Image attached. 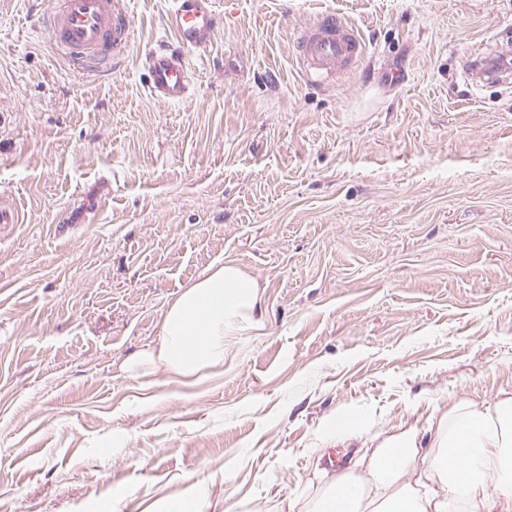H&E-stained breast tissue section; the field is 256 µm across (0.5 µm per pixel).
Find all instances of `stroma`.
<instances>
[{
  "label": "stroma",
  "instance_id": "stroma-1",
  "mask_svg": "<svg viewBox=\"0 0 512 512\" xmlns=\"http://www.w3.org/2000/svg\"><path fill=\"white\" fill-rule=\"evenodd\" d=\"M0 0V512H290L316 467L458 400L512 394V79L467 85L512 0H215L194 91L149 96L163 0H126L111 76ZM364 59L304 79L322 11ZM232 261L267 330L187 387L128 370L168 304Z\"/></svg>",
  "mask_w": 512,
  "mask_h": 512
}]
</instances>
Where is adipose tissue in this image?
<instances>
[{"instance_id": "obj_1", "label": "adipose tissue", "mask_w": 512, "mask_h": 512, "mask_svg": "<svg viewBox=\"0 0 512 512\" xmlns=\"http://www.w3.org/2000/svg\"><path fill=\"white\" fill-rule=\"evenodd\" d=\"M259 282L233 262L206 269L171 302L154 344L137 364L186 385L224 366L227 339L263 335ZM359 463L362 476L321 469L323 495L308 512H512V394L493 406L462 401L420 447L393 433Z\"/></svg>"}]
</instances>
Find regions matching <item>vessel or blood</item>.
Here are the masks:
<instances>
[{"mask_svg": "<svg viewBox=\"0 0 512 512\" xmlns=\"http://www.w3.org/2000/svg\"><path fill=\"white\" fill-rule=\"evenodd\" d=\"M168 39L146 57L149 93L173 103L192 92L186 53L205 47L215 32L212 0H167ZM56 52L73 70L100 73L111 69L130 38L125 0H55L43 20ZM297 64L308 78L328 80L366 54L359 32L333 11L320 13L297 39ZM512 74V41L467 57L464 75L472 84L500 81Z\"/></svg>", "mask_w": 512, "mask_h": 512, "instance_id": "obj_1", "label": "vessel or blood"}]
</instances>
